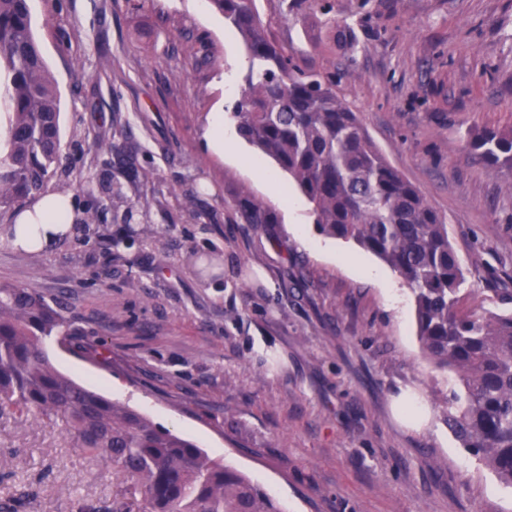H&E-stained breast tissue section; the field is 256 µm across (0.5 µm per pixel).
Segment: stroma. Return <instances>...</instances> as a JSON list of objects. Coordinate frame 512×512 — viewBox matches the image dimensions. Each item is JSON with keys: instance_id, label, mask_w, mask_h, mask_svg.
Instances as JSON below:
<instances>
[{"instance_id": "1", "label": "stroma", "mask_w": 512, "mask_h": 512, "mask_svg": "<svg viewBox=\"0 0 512 512\" xmlns=\"http://www.w3.org/2000/svg\"><path fill=\"white\" fill-rule=\"evenodd\" d=\"M311 0H258L296 63L336 83L390 164L448 221L471 303L512 293V176L475 162L473 127L512 129V0H335L348 43ZM33 32L61 93L69 173L48 192L74 213L155 225L152 243L111 253L75 230L41 252L15 248L0 212V283L61 301L75 349L47 339L76 382L124 402L250 475L287 512H512V487L461 448L445 420L453 381L419 358L412 294L354 242L321 235L309 207L284 212L245 141L217 151L214 113L239 98L245 48L208 0H32ZM209 64H200L202 55ZM124 145L153 178L102 194ZM199 191L193 208L182 193ZM264 199L269 221L241 205ZM303 224L300 243L290 232ZM385 271L389 288L355 272ZM111 463L76 439L0 413V504L104 512Z\"/></svg>"}]
</instances>
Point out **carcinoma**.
Instances as JSON below:
<instances>
[{
	"label": "carcinoma",
	"instance_id": "carcinoma-1",
	"mask_svg": "<svg viewBox=\"0 0 512 512\" xmlns=\"http://www.w3.org/2000/svg\"><path fill=\"white\" fill-rule=\"evenodd\" d=\"M239 34L248 55L231 115L238 135L286 172L311 204L319 231L355 241L383 260L411 290L423 355L452 371L459 387L446 401L448 428L461 446L512 485V311L471 305L448 224L426 196L376 147L332 82L304 70L271 34L257 0H210ZM60 96L34 37L30 0H0V210L44 193L67 164L61 149ZM117 156L134 181L149 171ZM465 149L477 162L512 175V131L475 128ZM251 224L265 203L247 200ZM76 331L56 303L0 284V410L60 425L81 450L112 463L138 510L113 512H283L246 474L194 442L61 373L44 349Z\"/></svg>",
	"mask_w": 512,
	"mask_h": 512
}]
</instances>
